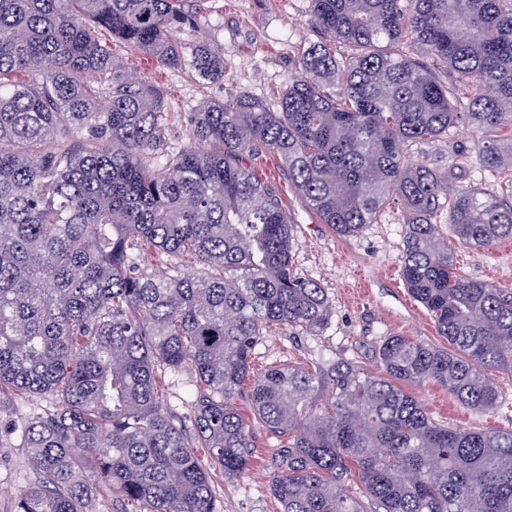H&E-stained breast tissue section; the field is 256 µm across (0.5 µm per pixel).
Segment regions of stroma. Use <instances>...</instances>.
I'll use <instances>...</instances> for the list:
<instances>
[{"instance_id":"1","label":"stroma","mask_w":512,"mask_h":512,"mask_svg":"<svg viewBox=\"0 0 512 512\" xmlns=\"http://www.w3.org/2000/svg\"><path fill=\"white\" fill-rule=\"evenodd\" d=\"M184 9L194 14L197 26L176 31V39L191 45L202 33L221 47L223 80L204 82L191 70L165 69L127 46L115 48L126 69L164 89L166 136L178 145L190 141L188 114L202 101L248 95L276 103L311 36L309 0H185ZM478 140V133L462 125L450 129L447 136L406 144L403 152L409 163L446 173L451 188L481 187L512 204V170L480 169ZM250 166L283 201L294 226L298 273L320 283L332 305L330 318L320 331L273 328L254 350L255 373L282 364L309 368L336 360L374 374L378 371L375 354L389 336L441 344L431 314L413 300L402 282L399 257L406 227L400 204H391L378 223L361 234L341 237L322 223L299 194L276 155L255 157ZM454 255L468 278L512 290V252L495 246H458ZM498 380L502 400L489 410L465 407L433 382L411 386L410 392L440 424L473 430L512 429V378L502 374ZM252 437L258 456L249 471L233 479L218 469L210 472L221 512H280L267 488V464L277 441L259 426L254 427ZM28 476L23 449L0 450V512H14Z\"/></svg>"}]
</instances>
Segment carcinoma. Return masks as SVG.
<instances>
[{
  "mask_svg": "<svg viewBox=\"0 0 512 512\" xmlns=\"http://www.w3.org/2000/svg\"><path fill=\"white\" fill-rule=\"evenodd\" d=\"M181 2L0 0V448L17 398L43 400L23 418L31 479L15 512H90V464L117 512H219L194 449L236 477L253 422L280 438L269 490L282 512H364L349 486L384 512H512V429L442 426L404 389L431 381L473 409L498 403L512 291L460 274L437 212L448 201L457 244L488 248L512 237V205L452 191L402 150L463 124L481 133L482 168L512 169V140L496 138L512 122V0H310L315 39L277 107L205 101L192 141L173 147L163 93L112 43L224 79V51L173 37L190 23ZM263 153L340 236L401 204V276L448 346L396 335L378 375L322 361L250 379L271 328L316 331L331 314L296 272L282 201L248 166ZM142 246L168 266L139 269ZM160 370L195 375L178 424Z\"/></svg>",
  "mask_w": 512,
  "mask_h": 512,
  "instance_id": "cac0c4a2",
  "label": "carcinoma"
}]
</instances>
